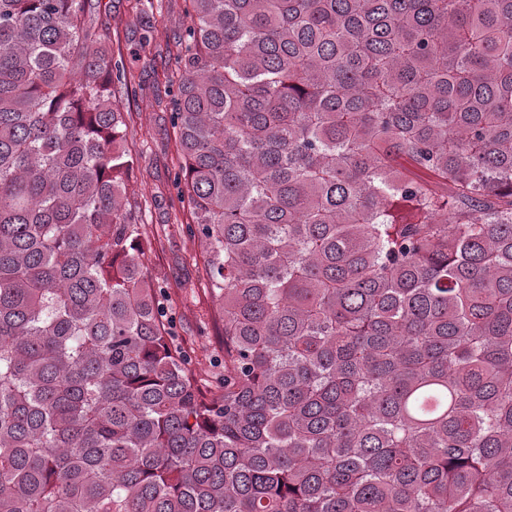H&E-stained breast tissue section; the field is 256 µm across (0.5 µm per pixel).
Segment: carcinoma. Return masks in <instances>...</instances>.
<instances>
[{
    "mask_svg": "<svg viewBox=\"0 0 512 512\" xmlns=\"http://www.w3.org/2000/svg\"><path fill=\"white\" fill-rule=\"evenodd\" d=\"M185 2L215 399L141 260L123 61L85 0H0V512H512V0ZM399 163L401 164L402 167H404L407 170L410 177L418 181L429 183V185L437 194L448 196L449 199L456 197L457 190L455 185L451 181L448 180L447 182L441 179H437L434 176H432L428 171L412 165L406 159H400Z\"/></svg>",
    "mask_w": 512,
    "mask_h": 512,
    "instance_id": "obj_1",
    "label": "carcinoma"
}]
</instances>
